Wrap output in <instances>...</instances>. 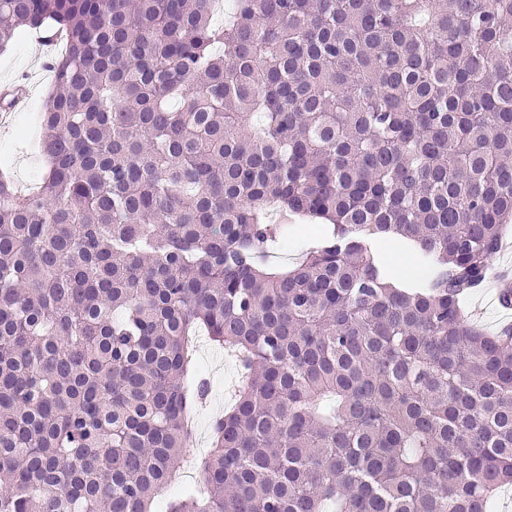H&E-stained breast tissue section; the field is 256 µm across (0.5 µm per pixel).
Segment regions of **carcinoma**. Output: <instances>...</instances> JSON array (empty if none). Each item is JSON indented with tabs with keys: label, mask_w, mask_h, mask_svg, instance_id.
Masks as SVG:
<instances>
[{
	"label": "carcinoma",
	"mask_w": 512,
	"mask_h": 512,
	"mask_svg": "<svg viewBox=\"0 0 512 512\" xmlns=\"http://www.w3.org/2000/svg\"><path fill=\"white\" fill-rule=\"evenodd\" d=\"M0 0L64 51L0 164V512H493L512 331L460 306L512 220V0ZM329 231L269 261L288 217ZM417 254L399 276L376 243ZM197 364L201 376L209 383L210 393L206 404L198 410L200 432L204 436L205 445L198 446L196 442L185 448L189 460L203 457L210 449V422L215 413L224 412L228 396L233 391L237 381V371L230 354L224 348L212 344L206 336H199L197 343ZM201 448H204L201 452ZM200 455V456H199Z\"/></svg>",
	"instance_id": "obj_1"
}]
</instances>
